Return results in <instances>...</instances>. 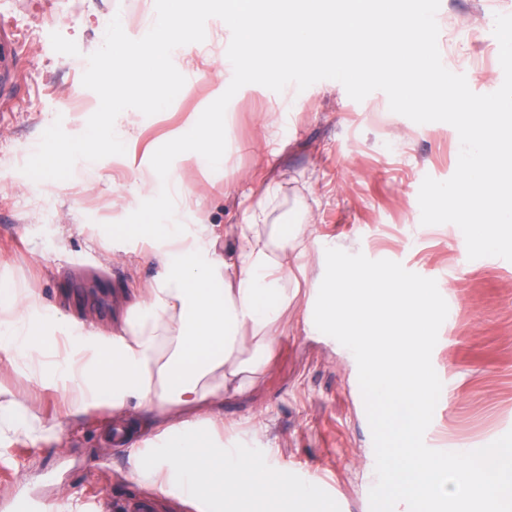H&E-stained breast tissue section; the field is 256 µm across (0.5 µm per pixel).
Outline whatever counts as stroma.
<instances>
[{
  "instance_id": "35a3bbf8",
  "label": "stroma",
  "mask_w": 512,
  "mask_h": 512,
  "mask_svg": "<svg viewBox=\"0 0 512 512\" xmlns=\"http://www.w3.org/2000/svg\"><path fill=\"white\" fill-rule=\"evenodd\" d=\"M512 14V0H441L436 20L443 65L465 75L478 94L503 82L495 14ZM116 15L131 38L156 17L155 0H0V17L16 41L17 83L0 97V287L25 286L57 310L59 320L44 340L47 362L59 342L92 330H108L140 297L159 271L146 238L115 241L103 226L126 218L141 203L136 173L172 132L229 86V27L208 19L206 37L195 44L194 64L175 67L186 83L164 111L144 116L128 109L116 122L125 154L77 161L65 181H34L16 159L36 149L42 133L61 121L81 134L88 113L73 112V91L96 100L82 85L80 66ZM224 164L176 158L170 178L196 200L177 210L185 228L238 224L243 194L278 189L267 221L287 223L301 208L311 215L318 246L365 265L387 267L419 281L434 298L430 374L448 392L446 405H432L431 450L452 453L497 442L512 448V261L467 256L464 235L452 223L422 225L418 193L425 177L439 181L455 172L460 141L443 122L418 124L389 109L386 94L351 99L335 80L306 90L274 92L243 86L226 109ZM316 306L289 312L278 353L245 395L224 399V442L264 455L274 469L303 475L320 485L322 497L307 512H389L372 454L373 434L364 403L373 386L353 369L344 346L318 331ZM69 381L62 370L45 380L28 379L21 360L0 354V387L26 408L52 417ZM106 423L63 421L58 438L36 445L0 441V476L10 486L0 512H98L137 502L147 512H199L180 495L142 483L133 473L128 444L108 443Z\"/></svg>"
}]
</instances>
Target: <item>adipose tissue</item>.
I'll list each match as a JSON object with an SVG mask.
<instances>
[{"label":"adipose tissue","mask_w":512,"mask_h":512,"mask_svg":"<svg viewBox=\"0 0 512 512\" xmlns=\"http://www.w3.org/2000/svg\"><path fill=\"white\" fill-rule=\"evenodd\" d=\"M275 193L248 202L242 223L165 224L152 241L163 272L128 306L119 325L70 341L65 368L71 385L59 397L67 417L120 421L132 411L152 414L162 443L146 454L132 446L134 472L163 491L196 499L205 512H251L259 501L305 503L315 488L277 477L266 459L224 446V399L249 391L275 358L288 311L301 289L284 274L291 261L316 264L311 294L325 325L341 333L375 384L385 442L384 491L403 512H433L445 497L452 512H512V450L498 443L423 458L416 434L430 410L427 371L433 297L428 288L380 268L325 260L309 245L267 224ZM234 241L218 253V235ZM55 315L29 289L0 302V351L26 360L43 379L42 332ZM56 425L23 412L0 392V437L36 443Z\"/></svg>","instance_id":"1"}]
</instances>
